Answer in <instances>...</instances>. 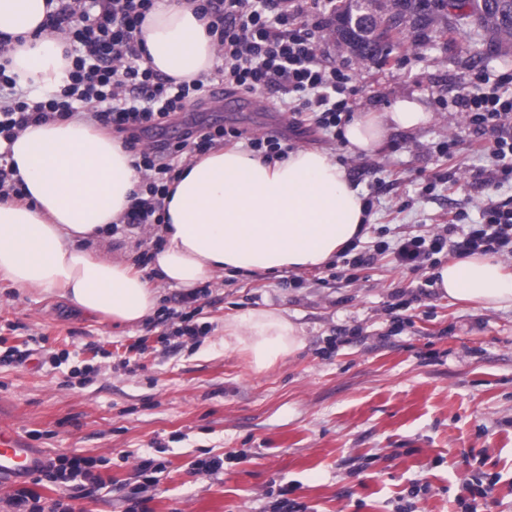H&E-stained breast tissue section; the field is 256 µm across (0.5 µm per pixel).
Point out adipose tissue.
I'll return each mask as SVG.
<instances>
[{
	"label": "adipose tissue",
	"instance_id": "adipose-tissue-1",
	"mask_svg": "<svg viewBox=\"0 0 512 512\" xmlns=\"http://www.w3.org/2000/svg\"><path fill=\"white\" fill-rule=\"evenodd\" d=\"M52 10L49 0H0V34L22 40L9 53L7 72L37 93L68 81V44L47 26ZM141 37L149 65L180 81L207 73L217 51L188 0H158ZM428 119L411 99L385 112H357L343 128L344 144L369 155L390 127L411 129ZM11 151L26 197L0 202V277L22 290H60L80 310L122 324L154 314L158 297L149 271L190 291L227 271L264 277L316 269L366 234L363 194L327 152L300 148L267 162L238 147L222 148L194 158L173 182L163 242L145 272L80 247L104 241L135 199L141 175L123 140L88 121L65 119L29 126ZM433 276L451 299L512 308V271L493 256L452 259ZM224 334L259 370L303 345L299 327L274 309L235 317Z\"/></svg>",
	"mask_w": 512,
	"mask_h": 512
}]
</instances>
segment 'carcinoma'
<instances>
[{
  "instance_id": "obj_1",
  "label": "carcinoma",
  "mask_w": 512,
  "mask_h": 512,
  "mask_svg": "<svg viewBox=\"0 0 512 512\" xmlns=\"http://www.w3.org/2000/svg\"><path fill=\"white\" fill-rule=\"evenodd\" d=\"M475 25L496 49L512 46V0H342L333 35L359 60L385 58L393 36Z\"/></svg>"
}]
</instances>
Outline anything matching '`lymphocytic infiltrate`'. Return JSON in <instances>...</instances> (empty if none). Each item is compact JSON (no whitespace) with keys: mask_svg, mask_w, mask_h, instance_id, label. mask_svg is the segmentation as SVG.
<instances>
[{"mask_svg":"<svg viewBox=\"0 0 512 512\" xmlns=\"http://www.w3.org/2000/svg\"><path fill=\"white\" fill-rule=\"evenodd\" d=\"M157 0H56L49 14L51 29L66 36L71 60L69 82L59 91L33 99L6 73L4 56L10 36L0 37V143L10 144L36 123L87 113L89 120L124 138L135 150L141 174L140 195L121 222L131 229L157 230L164 201L178 164L244 137L234 127L215 125L202 134L186 132L176 142L140 141L143 132L162 128L187 106H203L216 94H251L265 89L295 96L290 133L318 132L339 138L341 127L357 105L356 87L345 65H323L316 32L300 22L294 0H190L208 19L217 38L212 70L193 82H179L144 64L137 35ZM468 127L489 143L479 144L493 163L477 180L489 194L479 223L461 212L434 230L364 246L353 242L339 257L347 269L373 265L379 257L414 271L427 268L435 255L462 258L492 254L512 258V197L498 189L512 186V74L490 79L477 72L452 100ZM90 457L61 455L42 465L50 482L68 488H103Z\"/></svg>","mask_w":512,"mask_h":512,"instance_id":"1","label":"lymphocytic infiltrate"}]
</instances>
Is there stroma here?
<instances>
[{"label":"stroma","mask_w":512,"mask_h":512,"mask_svg":"<svg viewBox=\"0 0 512 512\" xmlns=\"http://www.w3.org/2000/svg\"><path fill=\"white\" fill-rule=\"evenodd\" d=\"M305 23H321L322 49L348 66L358 111L382 112L417 97L431 121L390 131L373 155L344 143L323 145L363 194L374 197L370 241L434 229L448 210L479 219L475 185L485 157L448 107L464 77L483 69L512 73V53H497L470 26L412 33L385 60L363 62L343 50L332 17L304 0ZM260 112H227L220 103L180 113L166 128L179 139L221 123L261 136L284 130L289 115L263 91ZM458 140L454 163L436 143ZM454 170L455 189L441 181ZM433 193H424L426 184ZM149 233L121 231L95 256L133 262L151 250ZM290 270L264 278L224 274L199 300L205 335L162 340L163 324L129 328L82 312L60 293L20 290L0 279V354L29 350L0 364V426L15 430L43 459H105V489L83 494L27 475L0 482V512L21 487L44 512L69 500L74 512H274L281 488L305 512H461L463 484L482 479L484 512H512V308L484 309L424 287L425 272L382 259L346 282L342 266ZM249 309H276L295 322L300 351L258 371L224 344V322ZM146 338L141 355L127 347ZM221 457L207 474L200 459ZM164 461L148 493H137V466ZM428 493L411 497L414 484Z\"/></svg>","instance_id":"1"}]
</instances>
